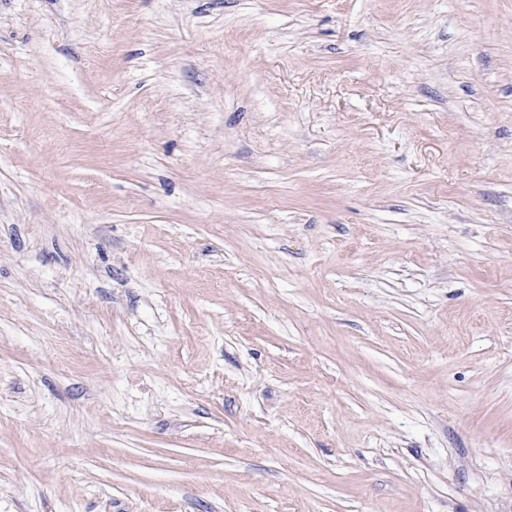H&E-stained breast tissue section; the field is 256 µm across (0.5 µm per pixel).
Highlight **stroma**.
I'll use <instances>...</instances> for the list:
<instances>
[{
	"mask_svg": "<svg viewBox=\"0 0 512 512\" xmlns=\"http://www.w3.org/2000/svg\"><path fill=\"white\" fill-rule=\"evenodd\" d=\"M0 512H512V0H0Z\"/></svg>",
	"mask_w": 512,
	"mask_h": 512,
	"instance_id": "obj_1",
	"label": "stroma"
}]
</instances>
